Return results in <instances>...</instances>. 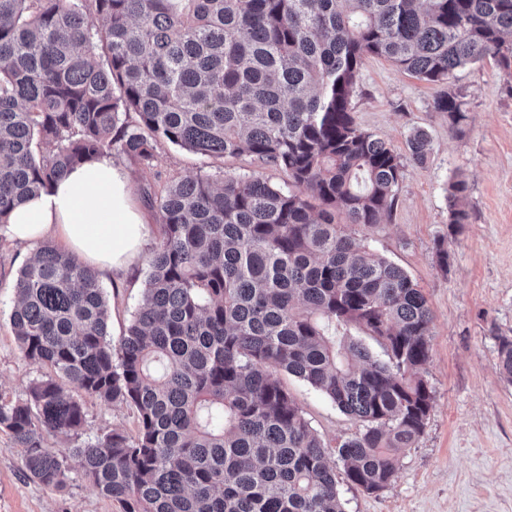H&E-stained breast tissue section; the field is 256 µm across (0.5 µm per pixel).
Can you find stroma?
Returning <instances> with one entry per match:
<instances>
[{"instance_id": "stroma-1", "label": "stroma", "mask_w": 512, "mask_h": 512, "mask_svg": "<svg viewBox=\"0 0 512 512\" xmlns=\"http://www.w3.org/2000/svg\"><path fill=\"white\" fill-rule=\"evenodd\" d=\"M512 77L493 60L465 67L451 84L433 85L388 61H365L350 100L356 124L403 156V175L384 223L347 225L346 231L401 267L425 295L433 320L431 353L423 375L434 401L415 447L406 449L397 478L369 494L340 482L345 512H512V385L497 367V339L512 336ZM454 89L465 96L460 133L448 131V115L437 97ZM426 130L425 163L409 159L407 139ZM132 174L133 197L147 212L149 233L126 276L98 272L108 301V329L120 341L138 308L148 261L160 236L154 197L173 181L197 175L261 172L284 185L281 170L249 155L214 158L161 140L150 165L120 157ZM468 184V224L449 223L448 184ZM451 252L441 267L436 250ZM32 246L0 237V396L25 397L43 367L26 359L10 325L13 285ZM283 385L312 428L328 445L355 434L359 425L323 395L291 377ZM89 436L120 431L135 435L136 411L123 404L84 400ZM23 450L0 429V512H121L92 483L73 475L62 489L45 486L22 465Z\"/></svg>"}]
</instances>
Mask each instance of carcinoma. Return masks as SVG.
Segmentation results:
<instances>
[{
  "label": "carcinoma",
  "mask_w": 512,
  "mask_h": 512,
  "mask_svg": "<svg viewBox=\"0 0 512 512\" xmlns=\"http://www.w3.org/2000/svg\"><path fill=\"white\" fill-rule=\"evenodd\" d=\"M369 57L433 84L486 58L512 72V0H0L1 225L78 164L150 165L159 140L247 153L291 180L169 185L142 301L116 345L95 272L51 243L36 249L10 321L24 357L51 374L24 399L0 396V429L32 477L62 487L75 470L122 512H345L286 373L360 423L336 448L347 482L373 494L395 480L433 403L432 313L405 271L336 222L383 223L402 176L400 155L350 109ZM434 107L451 131L466 120L458 93ZM429 142L412 132L414 162ZM40 144L53 150L38 156ZM466 192L451 183L458 227ZM497 357L512 383V337H498ZM73 389L133 407L136 437L45 447L46 432L85 429Z\"/></svg>",
  "instance_id": "1"
}]
</instances>
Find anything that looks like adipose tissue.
Wrapping results in <instances>:
<instances>
[{"mask_svg": "<svg viewBox=\"0 0 512 512\" xmlns=\"http://www.w3.org/2000/svg\"><path fill=\"white\" fill-rule=\"evenodd\" d=\"M5 233L21 243L55 234L85 264L120 274L139 257L148 229L129 171L103 157L75 166L17 206Z\"/></svg>", "mask_w": 512, "mask_h": 512, "instance_id": "obj_1", "label": "adipose tissue"}]
</instances>
